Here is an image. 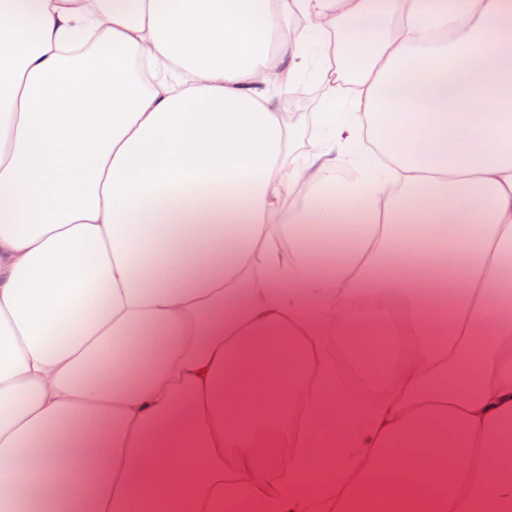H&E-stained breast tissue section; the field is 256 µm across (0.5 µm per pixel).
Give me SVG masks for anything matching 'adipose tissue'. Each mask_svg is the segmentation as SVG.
I'll use <instances>...</instances> for the list:
<instances>
[{
	"mask_svg": "<svg viewBox=\"0 0 512 512\" xmlns=\"http://www.w3.org/2000/svg\"><path fill=\"white\" fill-rule=\"evenodd\" d=\"M460 495L512 512V0H0V512ZM283 92L279 99L281 112L288 113L287 118L290 122L298 125L304 132L302 145L307 144L309 137V128L312 125V117L316 112L324 111V103L321 95H313L304 101L292 102L291 93ZM296 117H294V115Z\"/></svg>",
	"mask_w": 512,
	"mask_h": 512,
	"instance_id": "ef3b65f1",
	"label": "adipose tissue"
}]
</instances>
